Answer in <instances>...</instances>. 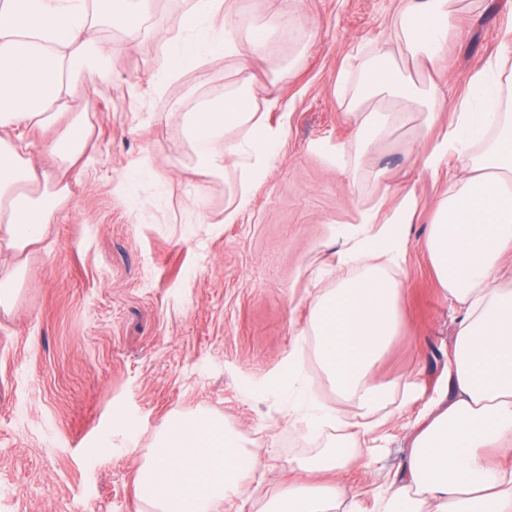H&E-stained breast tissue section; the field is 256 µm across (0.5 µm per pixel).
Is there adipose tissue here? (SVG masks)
Returning a JSON list of instances; mask_svg holds the SVG:
<instances>
[{
  "label": "adipose tissue",
  "instance_id": "1",
  "mask_svg": "<svg viewBox=\"0 0 512 512\" xmlns=\"http://www.w3.org/2000/svg\"><path fill=\"white\" fill-rule=\"evenodd\" d=\"M152 0H0V248L18 258L45 237L69 198L64 179L80 159L90 128L70 102L85 80H101L123 45L108 33H124L129 45L155 42L171 75L200 69L207 58L239 55L231 32L211 20L232 14L235 0H192L180 25L194 32L175 42L149 22ZM398 47L382 46L358 67L357 85L337 84L352 104L355 148L363 150L404 125L409 101L428 110L430 128L442 105L438 85H424L399 65L405 56L426 68L444 53L463 0H400ZM275 31L250 29V56L263 53ZM249 56V58H250ZM241 58L234 89L182 118L195 152V172L209 177L240 158L241 178L259 176L276 153L279 134L257 118L250 88L254 74ZM244 129L234 141L230 132ZM48 133L42 148L48 170L32 158L33 135ZM456 159L460 177L439 202L427 252L440 287L461 306L449 371L447 407L424 421L413 438L409 461L387 489L382 512H512V468L492 456H512V287L502 284L512 254V30L500 36V53L471 78L456 118L430 151L417 154L421 170L438 174ZM418 202L403 194L386 217L359 210L342 230L347 245L337 267H354L335 288L310 304V333L317 338L322 368L339 395L366 413L408 400L410 384L380 380L375 363L390 348L400 319L402 282L392 269L404 252ZM308 429L339 430L341 442L326 454L300 462V478L279 489L273 512H358L354 500L316 474L338 471L362 457L373 430L326 411L306 420ZM257 456L222 419L179 414L161 427L140 467L139 499L147 512H218L227 496L242 490L258 467Z\"/></svg>",
  "mask_w": 512,
  "mask_h": 512
}]
</instances>
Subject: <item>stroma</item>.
Masks as SVG:
<instances>
[{"instance_id":"obj_1","label":"stroma","mask_w":512,"mask_h":512,"mask_svg":"<svg viewBox=\"0 0 512 512\" xmlns=\"http://www.w3.org/2000/svg\"><path fill=\"white\" fill-rule=\"evenodd\" d=\"M399 0H236L232 25L275 21L297 44L272 39L252 61L251 93L278 129L275 157L249 188L239 169L197 176L183 113L234 86L237 57L168 78L155 43L123 53L111 76L79 86L74 109L91 134L83 169L43 242L31 249L23 286L0 311V512H143L140 464L163 422L207 412L238 431L261 459L243 492L219 512H262L325 453L333 431L288 421L297 397L358 417L342 400L308 339L310 302L334 288L327 264L357 209H393L414 190L418 214L398 275L400 329L374 373L412 383L406 403L379 409L384 424L365 459L337 477L360 512L401 472L423 417L448 402V367L460 310L440 287L426 239L456 164L420 171L414 152L455 120L473 74L498 55L512 0H470L457 14L433 77L446 94L426 137L422 121L391 130L359 158L357 179L336 165L353 152L354 124L336 83L390 42ZM249 204L224 221L241 191ZM305 341L300 394L278 385Z\"/></svg>"}]
</instances>
